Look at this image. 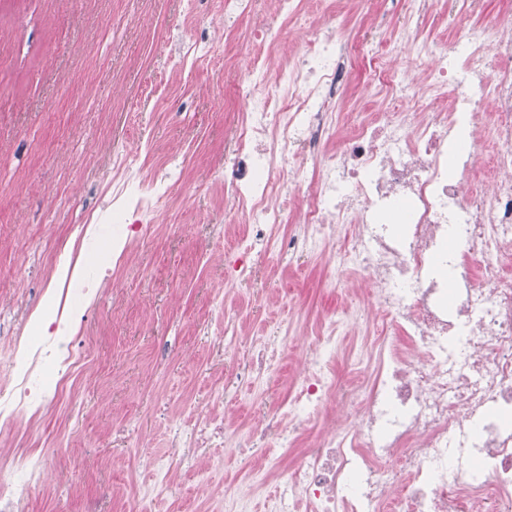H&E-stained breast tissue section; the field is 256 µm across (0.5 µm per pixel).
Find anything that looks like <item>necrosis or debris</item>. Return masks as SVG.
Wrapping results in <instances>:
<instances>
[{"label": "necrosis or debris", "mask_w": 512, "mask_h": 512, "mask_svg": "<svg viewBox=\"0 0 512 512\" xmlns=\"http://www.w3.org/2000/svg\"><path fill=\"white\" fill-rule=\"evenodd\" d=\"M480 0L452 7L448 39H432L431 64L401 62L421 44L403 37L352 45L334 18L304 31L305 50L253 95L237 126L231 194L268 248L313 250L339 224L354 232L336 252L343 270L374 287L376 369L343 381L326 373L336 328L305 337L313 370L260 431L292 445L309 410L351 411L279 481L272 512H512V27L474 22ZM391 62L383 112H351V135L328 149L331 105L360 60ZM444 112L419 117L424 102ZM291 173L302 186L281 182ZM126 185L112 192V221L137 227L166 195ZM302 196L303 238L275 239ZM82 227L68 269L55 275L54 327L66 328L75 291L109 278ZM11 388L0 396V436L18 414L38 419L74 398L81 361L56 335L26 360L9 346Z\"/></svg>", "instance_id": "obj_1"}]
</instances>
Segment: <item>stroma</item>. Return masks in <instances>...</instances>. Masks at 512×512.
I'll use <instances>...</instances> for the list:
<instances>
[{
    "label": "stroma",
    "instance_id": "stroma-1",
    "mask_svg": "<svg viewBox=\"0 0 512 512\" xmlns=\"http://www.w3.org/2000/svg\"><path fill=\"white\" fill-rule=\"evenodd\" d=\"M328 6L352 44L402 23L388 2L370 14L356 0H302L286 20L275 0H252L244 12L225 0H0V347H35L34 320L54 321L45 304L54 256L106 211L113 153L126 154L136 191L169 185L128 253L104 251L110 286L74 303L85 369L72 405L18 426L46 451L40 480L15 491L19 512H130L148 489V464L168 485L150 512H221L225 490L263 472L269 456L295 467L329 424L321 408L285 453L271 446L260 457L241 445L302 376L303 336L346 304L356 320L333 369L347 379L360 368L353 354L372 328L369 279L356 270L337 283L329 260L350 225L312 252L255 248L245 274L224 278L249 231L230 221L229 159L258 51L251 34L277 29V71L302 53V30ZM382 76L377 67L358 76L336 111H385ZM261 337L281 353L279 372L263 378L248 374ZM190 406L223 410V447L173 450Z\"/></svg>",
    "mask_w": 512,
    "mask_h": 512
}]
</instances>
